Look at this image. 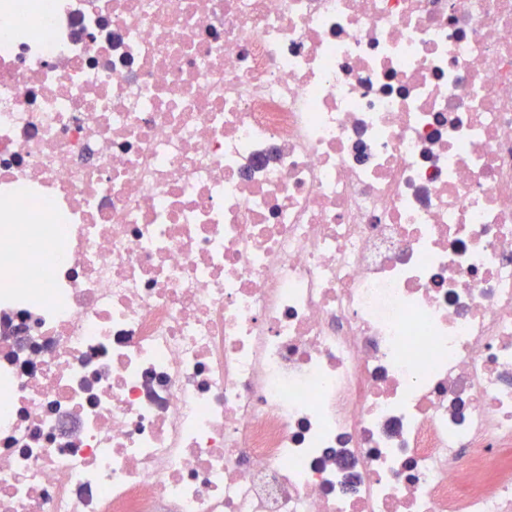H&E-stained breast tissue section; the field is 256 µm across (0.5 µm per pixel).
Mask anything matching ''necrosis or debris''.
Instances as JSON below:
<instances>
[{
	"label": "necrosis or debris",
	"instance_id": "1",
	"mask_svg": "<svg viewBox=\"0 0 512 512\" xmlns=\"http://www.w3.org/2000/svg\"><path fill=\"white\" fill-rule=\"evenodd\" d=\"M0 512H512V0H0Z\"/></svg>",
	"mask_w": 512,
	"mask_h": 512
}]
</instances>
